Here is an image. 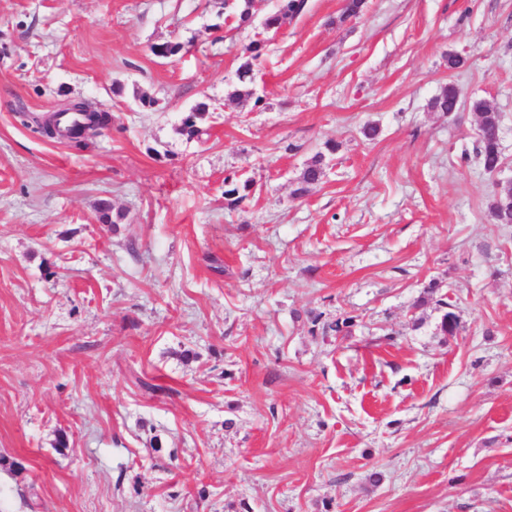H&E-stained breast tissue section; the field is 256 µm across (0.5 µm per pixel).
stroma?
Segmentation results:
<instances>
[{
	"label": "stroma",
	"instance_id": "obj_1",
	"mask_svg": "<svg viewBox=\"0 0 512 512\" xmlns=\"http://www.w3.org/2000/svg\"><path fill=\"white\" fill-rule=\"evenodd\" d=\"M342 5L267 33L277 0L240 28L224 0H0V512H512V225L487 210L512 0ZM450 82L499 113L498 172L473 112L431 110ZM74 101L111 122L19 117ZM263 44L260 41H252L245 47L247 60L238 69L237 77L239 83L245 88V91H236L235 97L246 96L251 97L254 94V68L260 62L263 56ZM324 156L316 155L301 172L299 183L300 187L294 191L295 195H304L309 191V186L316 184L323 176Z\"/></svg>",
	"mask_w": 512,
	"mask_h": 512
}]
</instances>
